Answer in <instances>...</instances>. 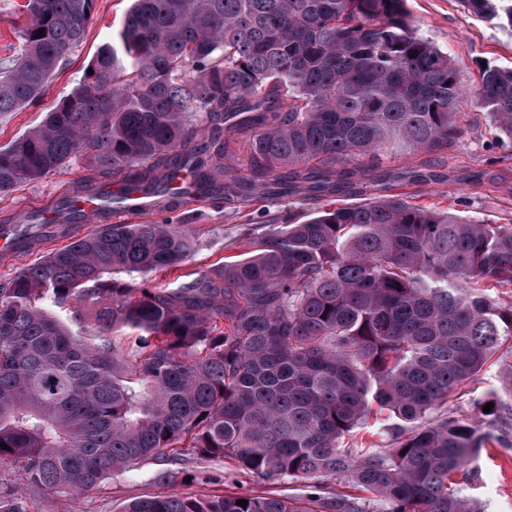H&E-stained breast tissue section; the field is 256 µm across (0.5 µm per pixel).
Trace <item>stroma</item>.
Returning a JSON list of instances; mask_svg holds the SVG:
<instances>
[{
  "label": "stroma",
  "instance_id": "stroma-1",
  "mask_svg": "<svg viewBox=\"0 0 512 512\" xmlns=\"http://www.w3.org/2000/svg\"><path fill=\"white\" fill-rule=\"evenodd\" d=\"M131 0H94L91 20L80 47L29 105L0 115V145L40 125L59 102L76 88L97 50L122 26ZM410 21L418 33L430 39L453 59L466 99L460 105L461 134L447 148L428 152L380 153L376 164L387 180L367 178L356 189L337 195V204H356L390 194L433 210H452L466 218L492 224L512 222V146L499 140L484 109L471 99L484 66H512V31L470 13L463 0H407ZM88 173V164L78 157L59 172L21 184L0 195V222L17 216L29 206L61 197L73 183ZM326 199L307 192L277 199L259 197L240 204L206 200L180 204L162 216L168 224H187L196 234L197 247L190 261L169 272L158 273L157 283L196 272L241 255L239 240L244 232L265 235L273 218L290 214L302 222L325 208ZM91 225L66 227L42 250L0 259V283L33 264L41 252L67 245L86 235ZM500 397L499 419L492 433L512 441V353L502 350L475 374L467 386L451 396L443 414L451 419L476 421L479 402L489 393ZM494 443L480 449L458 473L466 492L484 512H512V449ZM177 471L168 479L169 471ZM249 496H300L302 484L280 478L259 481L234 463L212 461L194 455L160 458L140 468L112 476L99 488L68 500L47 491L19 484L7 462L0 461V494L20 499L26 512H122L133 499L167 494L198 497L211 493Z\"/></svg>",
  "mask_w": 512,
  "mask_h": 512
}]
</instances>
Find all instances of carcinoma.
Wrapping results in <instances>:
<instances>
[{
  "instance_id": "1",
  "label": "carcinoma",
  "mask_w": 512,
  "mask_h": 512,
  "mask_svg": "<svg viewBox=\"0 0 512 512\" xmlns=\"http://www.w3.org/2000/svg\"><path fill=\"white\" fill-rule=\"evenodd\" d=\"M463 2L512 30V0ZM92 8L25 0L0 114L38 97ZM90 68L0 146V194L80 155L112 176L72 189L103 214L114 184L166 192L182 177L203 198L335 195L357 183L360 157L448 146L464 97L405 0H133ZM475 96L512 142V68L485 70ZM241 129L244 174L226 163ZM242 245L234 262L157 286L152 274L194 254L187 225L104 224L1 283L0 461L68 499L184 453L368 494L157 495L125 512H478L454 476L491 434L433 414L512 351V304L487 293L512 288V225L389 195ZM125 328L140 331L127 348L114 341ZM374 403L396 445L360 454L344 440Z\"/></svg>"
}]
</instances>
